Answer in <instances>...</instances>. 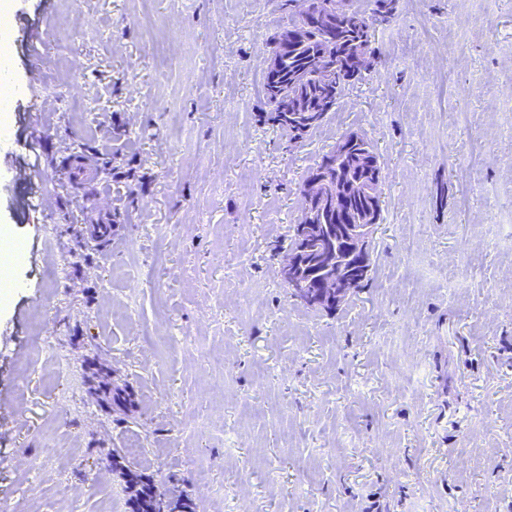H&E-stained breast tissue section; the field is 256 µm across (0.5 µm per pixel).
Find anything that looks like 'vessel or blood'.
Here are the masks:
<instances>
[{"label": "vessel or blood", "instance_id": "1", "mask_svg": "<svg viewBox=\"0 0 512 512\" xmlns=\"http://www.w3.org/2000/svg\"><path fill=\"white\" fill-rule=\"evenodd\" d=\"M101 174L98 156L88 150L72 151L62 156L54 171L56 179L73 191H97L95 202L83 213V221L90 225L91 237L95 240L106 238L112 232V209L109 205L112 195L100 190Z\"/></svg>", "mask_w": 512, "mask_h": 512}]
</instances>
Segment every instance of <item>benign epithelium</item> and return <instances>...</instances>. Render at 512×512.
Masks as SVG:
<instances>
[{
    "label": "benign epithelium",
    "mask_w": 512,
    "mask_h": 512,
    "mask_svg": "<svg viewBox=\"0 0 512 512\" xmlns=\"http://www.w3.org/2000/svg\"><path fill=\"white\" fill-rule=\"evenodd\" d=\"M316 76L323 91L312 103L286 99L273 89L279 103L282 128L320 123L336 106L335 55H315ZM302 199V221L291 225L292 244L279 266L280 279L296 300L312 308L341 303L368 272V245L380 220V208L370 211L361 224H331V216L348 205L340 193L325 194L322 170L308 174Z\"/></svg>",
    "instance_id": "benign-epithelium-1"
}]
</instances>
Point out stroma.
<instances>
[{
    "label": "stroma",
    "mask_w": 512,
    "mask_h": 512,
    "mask_svg": "<svg viewBox=\"0 0 512 512\" xmlns=\"http://www.w3.org/2000/svg\"><path fill=\"white\" fill-rule=\"evenodd\" d=\"M298 11L13 0L0 512H132L122 464L159 512H512V0H395L296 143L263 82ZM352 132L383 167L370 267L308 308L278 261L304 179ZM73 148L137 173H103L96 245L52 175Z\"/></svg>",
    "instance_id": "35a3bbf8"
}]
</instances>
